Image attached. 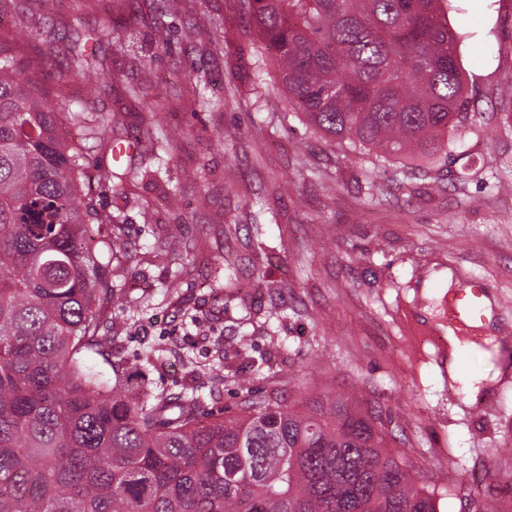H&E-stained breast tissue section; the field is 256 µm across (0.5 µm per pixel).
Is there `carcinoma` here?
I'll return each mask as SVG.
<instances>
[{"label": "carcinoma", "mask_w": 512, "mask_h": 512, "mask_svg": "<svg viewBox=\"0 0 512 512\" xmlns=\"http://www.w3.org/2000/svg\"><path fill=\"white\" fill-rule=\"evenodd\" d=\"M445 2L232 0L258 36L237 67L260 90L274 58L324 139L378 162L446 159L470 104ZM98 65L77 42L65 60L79 77ZM62 112L97 134L94 116L43 97L21 41L0 34V512H438L372 408L324 394L299 412L269 394L222 416L187 390L135 400L148 377L112 359L96 255L121 254L122 227L80 193ZM140 136L162 161L167 137L145 117Z\"/></svg>", "instance_id": "carcinoma-1"}]
</instances>
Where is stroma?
I'll return each instance as SVG.
<instances>
[{
  "instance_id": "35a3bbf8",
  "label": "stroma",
  "mask_w": 512,
  "mask_h": 512,
  "mask_svg": "<svg viewBox=\"0 0 512 512\" xmlns=\"http://www.w3.org/2000/svg\"><path fill=\"white\" fill-rule=\"evenodd\" d=\"M23 0L0 16L23 57L44 72L48 97L91 112L89 138L67 114L63 136L80 144L82 189L126 230V254L106 268L114 297L106 331L115 358L146 367L153 390L193 389L205 410L236 412L247 392H278L295 410L333 390L381 410L390 447L439 512H512V0H452L448 20L471 97L447 160L403 176L314 134L286 115L273 66L255 92L235 67L255 32L229 0ZM108 27L103 69L66 77L74 40ZM206 84L211 108L194 100ZM142 88L158 129L174 132L163 164L131 152L133 182L95 179L108 143L134 139ZM235 143L218 140L220 131ZM177 193L178 206L167 196ZM234 233H226L228 223ZM236 261L237 298L224 297L223 253ZM481 283L493 312L481 347L464 361L483 378L469 401L448 377L449 292Z\"/></svg>"
}]
</instances>
